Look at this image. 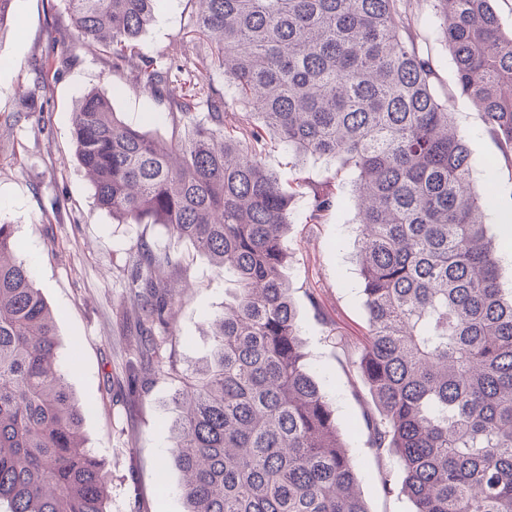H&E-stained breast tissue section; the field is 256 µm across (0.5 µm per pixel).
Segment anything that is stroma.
Here are the masks:
<instances>
[{"label":"stroma","instance_id":"1","mask_svg":"<svg viewBox=\"0 0 512 512\" xmlns=\"http://www.w3.org/2000/svg\"><path fill=\"white\" fill-rule=\"evenodd\" d=\"M55 2L14 0L15 23L0 32V219L15 224L18 256L32 266L36 287L57 314L59 357L71 390L93 404L83 434L109 473V512H184L181 475L164 465L175 383L163 375L146 380L132 369L137 338L122 310L130 251L140 237L161 248L170 237L163 225L122 224L100 208L75 155L71 113L84 95L99 90L109 94L121 119L143 131L174 138L182 126L151 123V115L165 112V105L113 70L105 55L76 44ZM410 10L415 42L436 64V92L449 98L458 126L468 134L478 161L476 184L484 183V163L490 160L500 185L512 189V159L457 88L444 42L429 33L439 24L430 0H410ZM193 11L192 0H157L155 20L139 37L143 51L179 64L195 60L196 49L181 39ZM63 49L68 59L62 64ZM37 64L43 67L39 76L33 72ZM26 90L32 101L23 100ZM264 161L282 180L301 182L292 203L285 274L308 365L333 405L369 512H409L395 459L365 445L370 397L356 370L366 313L356 264L355 201L334 179L333 166L295 157L276 143ZM317 189L340 193L342 206L309 224L307 201ZM177 250L187 286L173 320V351L183 371L209 357L210 323L223 312L234 283L217 275L190 243Z\"/></svg>","mask_w":512,"mask_h":512}]
</instances>
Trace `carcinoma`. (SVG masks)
Here are the masks:
<instances>
[{"label":"carcinoma","instance_id":"cac0c4a2","mask_svg":"<svg viewBox=\"0 0 512 512\" xmlns=\"http://www.w3.org/2000/svg\"><path fill=\"white\" fill-rule=\"evenodd\" d=\"M156 0H56L77 44L167 104L175 140L125 123L88 93L72 112L97 204L162 224L236 282L210 357L172 398L167 464L186 512H369L353 458L307 366L283 274L288 186L268 141L350 173L367 333L358 374L376 415L365 444L403 472L411 512H512V292L499 280L478 165L404 0H195L185 32L236 87V112L191 70L136 41ZM455 80L512 152V31L492 0H433ZM315 194L310 218L339 208ZM0 222V502L9 512H109V476L86 447L89 405L58 360L56 319ZM141 370L174 375L181 261L141 238L128 256Z\"/></svg>","mask_w":512,"mask_h":512}]
</instances>
